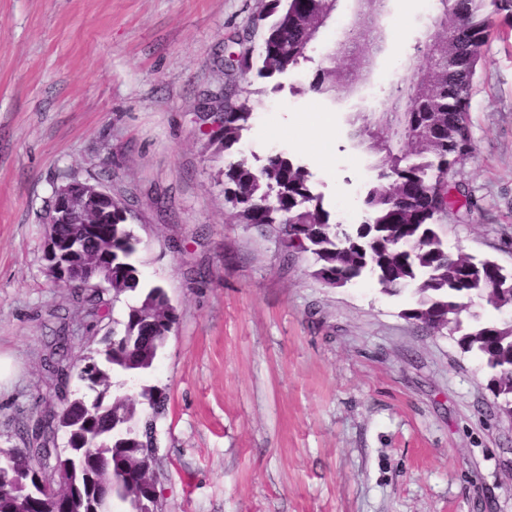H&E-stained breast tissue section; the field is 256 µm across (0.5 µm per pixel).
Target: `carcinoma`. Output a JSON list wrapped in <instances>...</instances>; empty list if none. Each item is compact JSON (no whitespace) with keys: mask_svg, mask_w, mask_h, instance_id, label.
Masks as SVG:
<instances>
[{"mask_svg":"<svg viewBox=\"0 0 512 512\" xmlns=\"http://www.w3.org/2000/svg\"><path fill=\"white\" fill-rule=\"evenodd\" d=\"M485 0H440L438 23L430 30L424 55L428 66L419 88L408 86L397 95L380 118L404 129L386 146H374L382 157L376 184L365 205L371 219L348 232L330 222L319 197L312 195L309 173L302 165L280 154L270 155L256 168L243 158L224 172V198L240 224L267 226L277 232L284 250L311 254L313 275L325 286L342 287L369 274L386 293L410 289L415 307L404 312L409 320L436 332L461 334L459 344L479 357L491 373L499 409L512 413V319L482 321L470 312L478 298L496 311L512 310V288H497L490 280L491 261H475L452 252L436 230L437 217L457 201L451 199L448 178L469 156V94L475 67L494 21L481 16ZM334 9V0H270L276 20L262 39L258 69L261 77L284 74L306 60L307 30ZM379 35L362 43L352 33L329 55V65L319 69L310 89L321 93L339 85L336 57L359 58L377 47ZM229 85L224 119L218 138L228 150L249 128L252 110L238 95L236 78L253 68L251 51L231 52L225 59ZM423 184L415 197L403 186ZM127 209L112 206L98 220L107 242L91 250L112 268V291L119 296L139 292L128 306L123 331L92 353L97 367L80 372L85 391L70 396L72 408L49 422L38 417L19 433L22 446L15 448L21 467L45 466L48 445L64 433V451L57 457L56 477L75 479L84 500L98 503L99 483L92 478L94 466L84 459V439L110 432L107 445L96 449L101 464L112 471V484L104 497L103 512L117 500L125 512H145V504L157 494L150 480L156 461L150 455L149 426L165 411L167 393L156 385L142 384L137 396L126 393L127 382L140 380L155 367L165 347L167 332L177 321L175 307L163 288L141 286L135 261L140 244L130 227ZM88 315L97 317L101 294L75 292ZM68 332L55 331L43 358L42 369L53 382L58 397L62 378L70 373ZM0 512H49L44 503L30 498L27 489L16 488L11 497H0Z\"/></svg>","mask_w":512,"mask_h":512,"instance_id":"obj_1","label":"carcinoma"}]
</instances>
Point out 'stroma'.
Returning a JSON list of instances; mask_svg holds the SVG:
<instances>
[{"mask_svg": "<svg viewBox=\"0 0 512 512\" xmlns=\"http://www.w3.org/2000/svg\"><path fill=\"white\" fill-rule=\"evenodd\" d=\"M268 0H0V448L47 410L41 372L59 325L80 363L120 331L138 296L104 294L96 328L46 273L54 191L97 181L132 208L146 286L164 288L177 322L149 384L168 394L155 476L163 512H512V417L480 360L454 336L404 317L410 292L365 278L329 288L314 259L285 257L275 236L237 223L224 170L274 152L304 166L333 223L352 230L379 154L352 136L425 68L436 0H390L383 43L352 88L309 86L341 28L366 32L355 0H338L306 61L248 75L253 109L223 151L201 116L223 89L233 39ZM476 65L474 152L452 183L470 210L439 221L449 250L512 271V15ZM165 202L156 210L155 198Z\"/></svg>", "mask_w": 512, "mask_h": 512, "instance_id": "obj_1", "label": "stroma"}]
</instances>
